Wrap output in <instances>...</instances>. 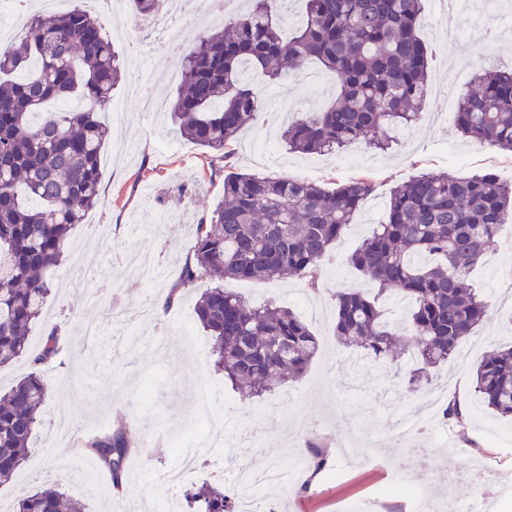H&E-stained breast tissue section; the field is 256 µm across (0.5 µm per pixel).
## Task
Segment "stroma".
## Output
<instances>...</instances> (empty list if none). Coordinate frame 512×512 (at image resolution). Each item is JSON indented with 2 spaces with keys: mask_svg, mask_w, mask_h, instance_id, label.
<instances>
[{
  "mask_svg": "<svg viewBox=\"0 0 512 512\" xmlns=\"http://www.w3.org/2000/svg\"><path fill=\"white\" fill-rule=\"evenodd\" d=\"M469 9L455 19L462 33L493 28L496 49L492 65L512 67V25H504L502 13L483 8V0H471ZM238 0H212L203 15L182 24L184 48H192L233 14ZM442 0H423L421 36L431 52V76L446 75L442 94L426 99V118L411 128L391 133L388 152L366 151L358 168L337 174L322 167L319 157L291 154L277 147L262 157L258 150L280 137L285 121L278 107L288 101L308 112L328 99L313 81L317 66L306 74L289 75L262 93L265 112L240 135L225 171L210 165L206 150L176 137L169 112L144 114L133 96L130 81L113 91L121 105L120 115L101 113L109 131V142L101 158L99 202L82 224L70 233V246L59 267L48 273L51 293L42 317L29 332L30 349H38L51 327L62 329L60 352L45 366L43 377L49 388L46 412L65 415L78 428L76 439L59 437L46 420L40 421L29 443L25 463L8 484L0 486V498L16 503L49 484H59L80 500L86 512H116L123 500L136 501L139 512H162L166 489L148 478L175 464L178 451L201 446L216 447L223 473H214L203 462L192 485L230 483L237 468L278 467L284 473L281 487L271 494L286 500L288 512H334L337 502L364 504L369 496L394 486L398 492L382 505V512H401L410 497L400 489L398 470L416 448L429 449L432 463L426 473L425 490L430 494L451 492L468 502L473 492L457 472L465 459L498 471L512 472V441L497 439L499 431L512 430V421L493 415L481 403L472 386V373L488 350L512 344V290L508 289L505 263H512V218H507L484 263L469 281L488 303L490 312L468 341V355H457L432 372L431 385L451 383L449 399L463 403L462 418L450 421L446 430L418 437L416 446L399 447L392 442L398 415L412 412L423 391H412L401 381V371L410 358L397 363H378L362 351L339 345L333 334L335 292L357 282L356 270L346 257L385 219L391 189L422 170L454 175L498 170L512 163V154L489 144L463 140L448 114L449 100L468 89L472 67L449 51L445 30L440 27ZM95 17L110 33L122 58H141L144 67L159 78L157 90L172 99L178 85L180 59L163 58L154 45L126 34V19H109L106 11ZM259 173L270 177L300 178L335 187L363 175L377 174L374 193L367 197L353 224L333 246L323 264L321 288L308 293L302 280L292 277L276 281H225L229 291L256 302L274 299L278 304L303 313V301L319 309L307 323L319 348L307 371L274 392L246 398L227 385L222 373L207 359L209 337L194 318L201 292L210 287L199 279L182 292L178 304L151 319L135 322L130 334L109 335L105 346H93L88 327L104 322L101 296L112 305L114 316L133 311L146 300L166 292V284L150 285L129 266L124 255L135 245L139 230L154 241L145 254L149 262L164 263L170 279H177L186 261L193 257L196 224L208 221L224 195L225 172ZM205 377L211 390L201 395L193 381ZM126 424L136 452L130 460L123 495L89 492L76 480L72 464L82 459L84 442L117 424ZM353 434L362 448L384 456L385 464L363 468L348 463L336 453V442ZM316 445L326 454L340 477L322 480L313 471L293 469L294 452Z\"/></svg>",
  "mask_w": 512,
  "mask_h": 512,
  "instance_id": "35a3bbf8",
  "label": "stroma"
}]
</instances>
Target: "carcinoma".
Segmentation results:
<instances>
[{"mask_svg": "<svg viewBox=\"0 0 512 512\" xmlns=\"http://www.w3.org/2000/svg\"><path fill=\"white\" fill-rule=\"evenodd\" d=\"M186 53L171 103L176 133L223 159L239 134L263 112L247 72L274 84L288 70L314 62L335 80L322 107L288 124L287 150L338 152L360 142L391 147L386 131L423 118L429 51L420 36L422 0H305L288 27L292 0H245ZM127 78L104 28L87 10L40 11L18 49L0 50V368L27 356L35 369L0 401V485L23 465L28 442L47 405L41 367L59 353L58 329L29 352L30 326L51 292L45 273L63 260L72 226L99 196L100 159L108 131L98 113ZM78 97V111L61 103ZM465 138L512 152V69L479 66L455 110ZM373 191L360 178L330 189L296 178L256 173L224 176V198L209 223L196 225L194 260L162 297L206 276L214 285L195 305L210 336L215 370L233 388L262 395L300 377L318 339L293 310L269 299L248 302L222 281L298 276L319 286L321 266ZM512 216V184L493 173L414 175L394 186L383 223L347 258L375 294L336 292L334 335L376 361L414 354L404 383L417 389L430 369L458 354L483 322L488 306L468 283L505 219ZM394 292L411 302L403 324L384 318L378 300ZM474 391L486 406L512 418V347L486 354L473 371ZM96 469L123 490L132 440L122 425L84 443ZM188 512H237L236 497L218 486L185 491ZM14 512H83L59 486L21 498Z\"/></svg>", "mask_w": 512, "mask_h": 512, "instance_id": "1", "label": "carcinoma"}]
</instances>
